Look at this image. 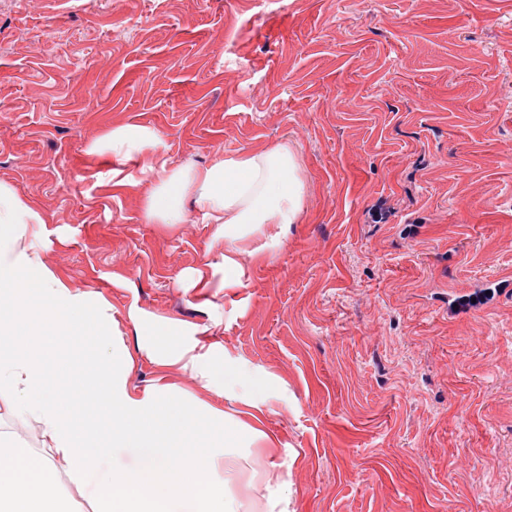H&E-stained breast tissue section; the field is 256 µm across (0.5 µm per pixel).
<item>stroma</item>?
I'll return each instance as SVG.
<instances>
[{
    "label": "stroma",
    "mask_w": 512,
    "mask_h": 512,
    "mask_svg": "<svg viewBox=\"0 0 512 512\" xmlns=\"http://www.w3.org/2000/svg\"><path fill=\"white\" fill-rule=\"evenodd\" d=\"M119 124L178 164L288 144L302 222L246 287H186L214 227L112 196L86 149ZM0 182L128 346L134 302L269 376L283 449L244 472L295 512H512V293L452 306L512 273V0H0Z\"/></svg>",
    "instance_id": "stroma-1"
}]
</instances>
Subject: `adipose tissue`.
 I'll return each mask as SVG.
<instances>
[{
    "label": "adipose tissue",
    "mask_w": 512,
    "mask_h": 512,
    "mask_svg": "<svg viewBox=\"0 0 512 512\" xmlns=\"http://www.w3.org/2000/svg\"><path fill=\"white\" fill-rule=\"evenodd\" d=\"M86 153L111 155L108 187L135 196L146 223L213 225L221 261L190 269L194 288L243 287L249 270L303 217L306 184L285 143L220 152L202 167L178 165L156 131L120 126ZM48 222L42 208L0 183V398L39 423L49 450L32 456L0 433V512H71L49 493L55 458L67 463L77 487L96 483L95 512H246L255 484L242 482V462L281 448L261 427L265 377L135 305L128 317L139 327L138 349L130 351L110 302L47 261L51 244H68L62 236L50 241ZM138 352L158 368L188 370L211 400L162 376L132 387ZM217 397L223 406L214 405ZM120 450L131 464L102 469Z\"/></svg>",
    "instance_id": "1"
}]
</instances>
